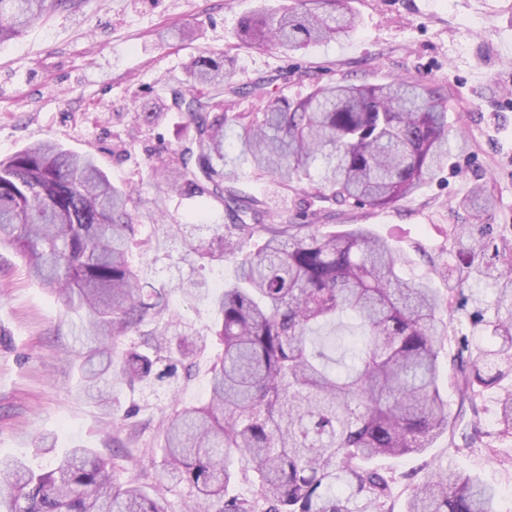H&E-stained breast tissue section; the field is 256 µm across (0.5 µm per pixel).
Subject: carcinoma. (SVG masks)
<instances>
[{
  "label": "carcinoma",
  "instance_id": "cac0c4a2",
  "mask_svg": "<svg viewBox=\"0 0 512 512\" xmlns=\"http://www.w3.org/2000/svg\"><path fill=\"white\" fill-rule=\"evenodd\" d=\"M73 0H0V43ZM349 0H296L251 15L243 44L269 39L295 52L354 29ZM189 87L171 89L184 116L177 147L150 164L163 194L213 200L230 223L190 246L200 259L233 256L232 278L213 298L212 336L200 344L152 331L119 355L116 342L145 319L173 322L167 294L145 287L129 261L138 215L134 190L112 184L94 157L44 142L0 159V247L14 248L32 276L81 311L86 351L80 394L111 418L112 386L164 381L207 341L217 344L207 398L169 421L155 496L117 484L108 459L76 446L36 472L0 458L3 512H168L160 491L185 484L187 512H392L391 479L379 457L421 453L452 424L440 391L439 346L448 337L442 298L401 276L404 257L363 224L322 232L314 224L269 223L267 201L237 187V161L283 191L302 179L331 201L389 208L412 197L451 150L447 97L430 85L334 83L289 99L258 81L228 84L221 62L186 63ZM263 102L235 112L224 93ZM479 217L496 205L477 186L464 199ZM456 258L465 278L491 284V300L456 289L472 326L496 338H461L454 385L473 402L501 386L500 433L512 434V268L499 247L463 225ZM236 455L254 473L250 498L226 496ZM496 493L477 479L436 468L411 492L405 512H495Z\"/></svg>",
  "mask_w": 512,
  "mask_h": 512
}]
</instances>
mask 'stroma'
Segmentation results:
<instances>
[{"label":"stroma","mask_w":512,"mask_h":512,"mask_svg":"<svg viewBox=\"0 0 512 512\" xmlns=\"http://www.w3.org/2000/svg\"><path fill=\"white\" fill-rule=\"evenodd\" d=\"M285 0H77L0 44V159L43 140L93 154L117 185H130L147 246L132 259L144 282L167 291L175 315L173 336H203L214 314L211 298L233 268L187 253V239L208 237L227 223L222 206L158 193L151 155L177 145L183 118L166 110L158 94L185 78L193 56L225 53L236 85L284 76L285 94L308 95L315 85L347 80L379 84L396 76L418 79L448 95V130L461 132L465 148L428 176L416 194L395 206L336 208L333 230L364 224L392 239L407 262L403 275L425 279L440 293L456 285V226L472 223L461 202L483 185L497 200L485 216L496 244L512 247V0H351L357 25L349 37L287 52L236 39L260 4ZM159 111L152 127H139L143 106ZM247 194L272 199L289 220L316 223L325 199L309 195L307 182L285 193L249 164L237 170ZM172 224L185 225L172 234ZM199 282L194 296L177 292L185 279ZM77 314L39 281L22 258L0 248V457H20L49 468L56 454L83 445L112 459L123 484L152 474L162 460L163 426L176 407L203 400L214 346L196 351L189 376L149 387L115 386L122 407H136L133 425L115 424L79 395L75 362L83 346ZM497 388L477 398L481 444L463 448L469 421L459 422L425 453L385 459L393 480V510L404 512L412 487L438 466L479 477L495 488L496 512H512V437L500 434ZM55 440L54 452L38 448Z\"/></svg>","instance_id":"1"}]
</instances>
